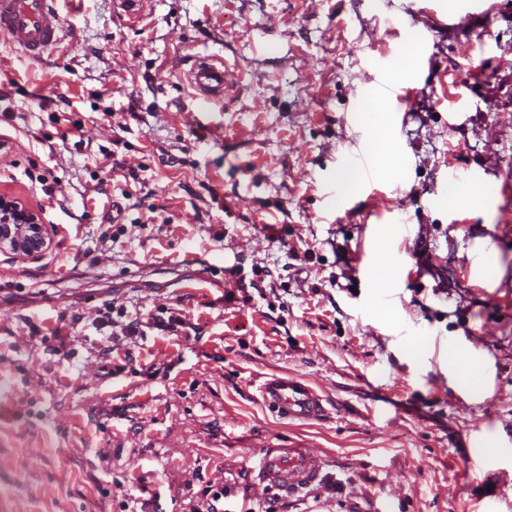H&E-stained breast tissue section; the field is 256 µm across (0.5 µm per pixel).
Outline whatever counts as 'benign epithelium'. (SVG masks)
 Returning a JSON list of instances; mask_svg holds the SVG:
<instances>
[{
    "label": "benign epithelium",
    "mask_w": 512,
    "mask_h": 512,
    "mask_svg": "<svg viewBox=\"0 0 512 512\" xmlns=\"http://www.w3.org/2000/svg\"><path fill=\"white\" fill-rule=\"evenodd\" d=\"M0 251L9 250L23 257L36 256L47 246L43 224L32 210L11 200H3L0 212Z\"/></svg>",
    "instance_id": "obj_1"
}]
</instances>
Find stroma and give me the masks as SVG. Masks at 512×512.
Here are the masks:
<instances>
[{
  "label": "stroma",
  "instance_id": "1",
  "mask_svg": "<svg viewBox=\"0 0 512 512\" xmlns=\"http://www.w3.org/2000/svg\"><path fill=\"white\" fill-rule=\"evenodd\" d=\"M54 7L41 58L0 39V195L49 242L0 251V512H190L224 486L251 512L282 445L325 479L280 512H512L472 458L503 446L512 474V0ZM373 57L404 89L376 109ZM367 140L375 184L343 167ZM453 173L487 197L448 199ZM277 372L326 417L265 408ZM190 83L211 101L224 95V62L213 57H199L193 64Z\"/></svg>",
  "mask_w": 512,
  "mask_h": 512
}]
</instances>
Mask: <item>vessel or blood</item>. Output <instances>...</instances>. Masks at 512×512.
Returning a JSON list of instances; mask_svg holds the SVG:
<instances>
[{
    "label": "vessel or blood",
    "mask_w": 512,
    "mask_h": 512,
    "mask_svg": "<svg viewBox=\"0 0 512 512\" xmlns=\"http://www.w3.org/2000/svg\"><path fill=\"white\" fill-rule=\"evenodd\" d=\"M54 0H0V35L9 45L22 48L38 57L60 41V18ZM190 83L206 100L224 94V63L213 57L198 58L189 75ZM346 167L358 170L364 179L376 173V152L363 145L350 154ZM265 405L290 420L310 422L325 416L323 398L306 379L286 374L271 376L259 387ZM260 483L291 496L321 482L323 462L320 456L305 448H264L254 461Z\"/></svg>",
    "instance_id": "b4317fda"
}]
</instances>
